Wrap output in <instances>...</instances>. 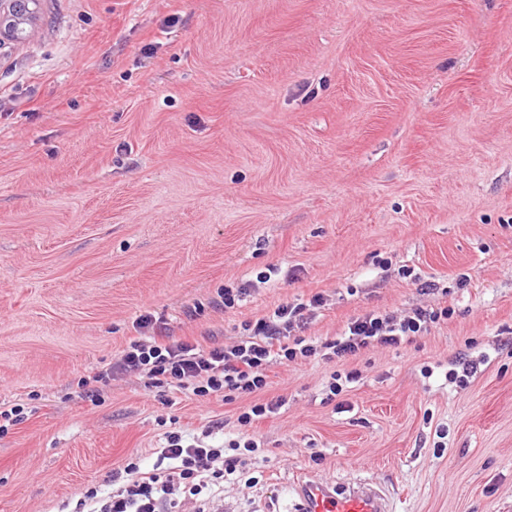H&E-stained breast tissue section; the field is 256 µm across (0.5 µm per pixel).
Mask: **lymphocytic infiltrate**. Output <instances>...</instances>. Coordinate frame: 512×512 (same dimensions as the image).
<instances>
[{
    "mask_svg": "<svg viewBox=\"0 0 512 512\" xmlns=\"http://www.w3.org/2000/svg\"><path fill=\"white\" fill-rule=\"evenodd\" d=\"M304 310L301 303L279 305L270 315L246 323L243 336L232 345L207 350L156 336L131 340L111 369L98 373V380L115 371L137 373L156 389L188 390L198 397L219 394L228 403L245 400L237 417L241 434L228 445L216 446L169 432L166 446L155 451L154 463L137 455L125 459L113 470L107 488H88L71 512H172L183 499L192 503L193 512H213L225 478L243 472L261 447L255 422L284 404L280 398H260L271 364L315 355L325 360L354 357L375 345L409 343L449 315L445 307L419 308L399 321L367 313L352 319L337 338L316 346L293 333Z\"/></svg>",
    "mask_w": 512,
    "mask_h": 512,
    "instance_id": "obj_1",
    "label": "lymphocytic infiltrate"
}]
</instances>
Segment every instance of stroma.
<instances>
[{
    "label": "stroma",
    "mask_w": 512,
    "mask_h": 512,
    "mask_svg": "<svg viewBox=\"0 0 512 512\" xmlns=\"http://www.w3.org/2000/svg\"><path fill=\"white\" fill-rule=\"evenodd\" d=\"M40 4L0 56V402L27 409L0 512H57L169 418L235 438L242 401L94 375L134 337L207 350L285 302L316 345L368 312L451 314L274 365L286 404L224 512H295L304 476L512 512V0Z\"/></svg>",
    "instance_id": "1"
}]
</instances>
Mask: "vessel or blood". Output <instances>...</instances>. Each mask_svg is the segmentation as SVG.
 Masks as SVG:
<instances>
[{
    "instance_id": "vessel-or-blood-1",
    "label": "vessel or blood",
    "mask_w": 512,
    "mask_h": 512,
    "mask_svg": "<svg viewBox=\"0 0 512 512\" xmlns=\"http://www.w3.org/2000/svg\"><path fill=\"white\" fill-rule=\"evenodd\" d=\"M298 512H395L390 491L363 481L334 485L313 478L296 484Z\"/></svg>"
}]
</instances>
